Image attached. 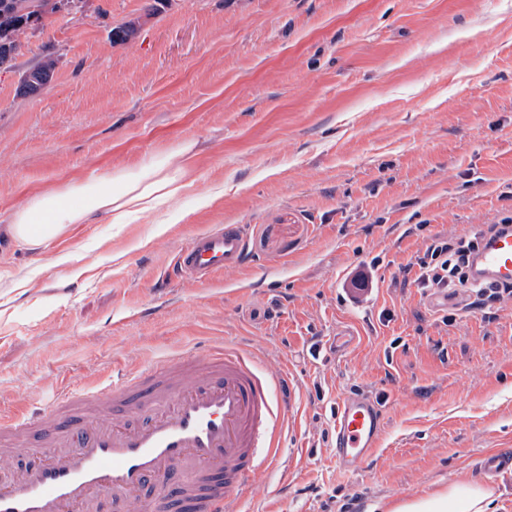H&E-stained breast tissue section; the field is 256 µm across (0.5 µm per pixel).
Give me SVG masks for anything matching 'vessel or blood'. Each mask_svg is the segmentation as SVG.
Instances as JSON below:
<instances>
[{"label": "vessel or blood", "instance_id": "1", "mask_svg": "<svg viewBox=\"0 0 512 512\" xmlns=\"http://www.w3.org/2000/svg\"><path fill=\"white\" fill-rule=\"evenodd\" d=\"M242 225L195 235L175 256L178 277L232 280L248 263ZM474 283L512 282V229L487 237ZM279 361L257 362L226 342L120 369L103 390L58 393L38 416L0 425V512H238L241 492H263L281 461L288 398ZM384 411L369 394L336 406L333 458L361 471L379 446Z\"/></svg>", "mask_w": 512, "mask_h": 512}]
</instances>
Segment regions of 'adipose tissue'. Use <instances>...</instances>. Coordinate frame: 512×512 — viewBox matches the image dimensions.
<instances>
[{
	"label": "adipose tissue",
	"mask_w": 512,
	"mask_h": 512,
	"mask_svg": "<svg viewBox=\"0 0 512 512\" xmlns=\"http://www.w3.org/2000/svg\"><path fill=\"white\" fill-rule=\"evenodd\" d=\"M194 148V142H185L135 167L94 174L37 194L9 216V229L20 241L40 246L70 225L88 223L100 214L110 215L115 224L151 214L158 215L160 223H178V199L197 181ZM492 496L481 484L457 481L448 489L404 501L392 512H488Z\"/></svg>",
	"instance_id": "adipose-tissue-1"
}]
</instances>
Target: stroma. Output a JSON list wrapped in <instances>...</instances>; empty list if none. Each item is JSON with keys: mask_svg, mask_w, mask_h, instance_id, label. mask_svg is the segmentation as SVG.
<instances>
[{"mask_svg": "<svg viewBox=\"0 0 512 512\" xmlns=\"http://www.w3.org/2000/svg\"><path fill=\"white\" fill-rule=\"evenodd\" d=\"M48 55L53 77L21 96ZM186 141L198 180L180 223L101 215L40 247L4 223L46 187ZM510 216L512 0H79L0 69V413L244 342L287 365L292 418L269 495L240 512H389L460 479L512 512V477L479 469L512 455V300L435 308L403 280L430 237ZM219 224L248 228L237 283L173 277ZM358 270L372 291L353 290ZM348 392L386 415L353 475L331 448Z\"/></svg>", "mask_w": 512, "mask_h": 512, "instance_id": "35a3bbf8", "label": "stroma"}]
</instances>
